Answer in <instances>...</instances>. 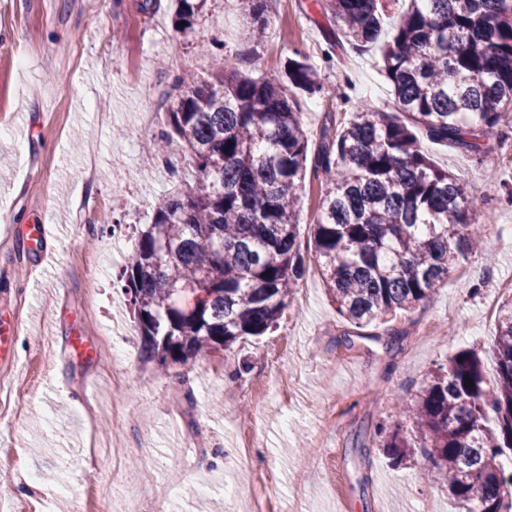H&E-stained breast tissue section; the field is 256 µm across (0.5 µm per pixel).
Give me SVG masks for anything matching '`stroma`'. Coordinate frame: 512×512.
<instances>
[{"label":"stroma","mask_w":512,"mask_h":512,"mask_svg":"<svg viewBox=\"0 0 512 512\" xmlns=\"http://www.w3.org/2000/svg\"><path fill=\"white\" fill-rule=\"evenodd\" d=\"M0 0V324L17 325L0 377V497L12 512H137L157 499L171 512H449L442 481L420 485L419 457L391 466L375 427L398 420L436 362L461 349L495 374L492 343L512 298V138H490L480 156L423 141L436 166L465 183L488 255L473 254L394 326L387 352L380 323L341 317L317 269L299 281L277 327L258 339L158 369L145 361L126 296L115 282L164 194L196 172L177 146L167 168L143 166L147 111L165 113L174 75L207 76L215 41L238 69L281 74L293 49L309 53L323 93L294 105L317 150L352 106L395 109L380 45L334 44L312 0H268L266 39L243 42L235 0H207L191 32L172 28L170 0ZM345 89L348 101L338 100ZM39 105L28 110L29 98ZM96 171L86 179L88 150ZM86 198L83 221L73 205ZM49 229L32 256L20 230ZM97 348L78 355L74 338ZM248 372L232 377L239 364ZM91 399H84V388ZM210 480L207 495L197 474Z\"/></svg>","instance_id":"obj_1"}]
</instances>
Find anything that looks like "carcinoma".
<instances>
[{"label":"carcinoma","mask_w":512,"mask_h":512,"mask_svg":"<svg viewBox=\"0 0 512 512\" xmlns=\"http://www.w3.org/2000/svg\"><path fill=\"white\" fill-rule=\"evenodd\" d=\"M175 31L192 30L206 0H174ZM267 0H241L246 41L264 36ZM391 0H314L338 36L375 44ZM310 56L294 50L284 77H247L224 53L206 78L175 76L168 130L196 180L158 199L119 273L145 357L161 369L229 350L275 326L315 264L336 312L358 327L412 312L482 248L475 203L420 138L479 154L512 132V0H408L382 62L400 115L363 105L313 160L294 107L321 92ZM325 187L321 218L301 249L296 207L307 167ZM200 299L188 308L187 294ZM497 377L459 350L431 370L400 420L376 435L393 464L418 455L422 483L446 478L453 512H512L502 458L512 455V301L499 308Z\"/></svg>","instance_id":"carcinoma-1"}]
</instances>
